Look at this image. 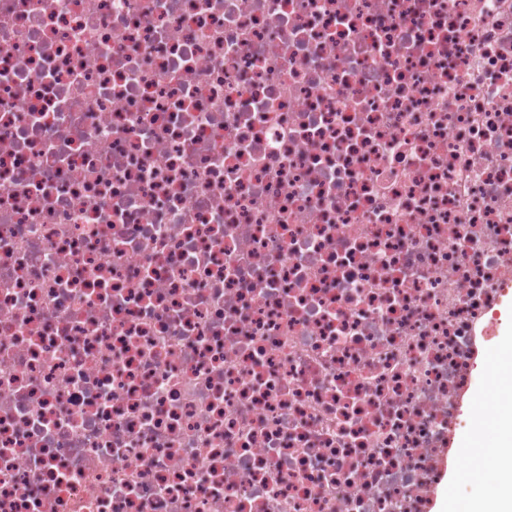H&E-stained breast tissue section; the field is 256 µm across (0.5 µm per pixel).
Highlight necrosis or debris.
Masks as SVG:
<instances>
[{"label":"necrosis or debris","instance_id":"obj_1","mask_svg":"<svg viewBox=\"0 0 512 512\" xmlns=\"http://www.w3.org/2000/svg\"><path fill=\"white\" fill-rule=\"evenodd\" d=\"M512 289V0H0V512H428Z\"/></svg>","mask_w":512,"mask_h":512}]
</instances>
